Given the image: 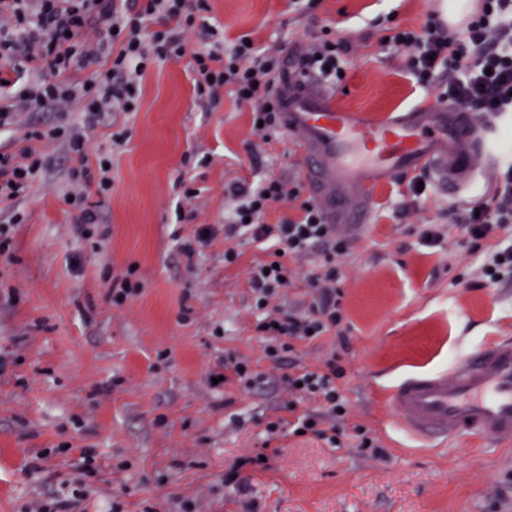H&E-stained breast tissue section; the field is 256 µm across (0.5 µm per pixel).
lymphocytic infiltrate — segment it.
Returning a JSON list of instances; mask_svg holds the SVG:
<instances>
[{
  "label": "lymphocytic infiltrate",
  "instance_id": "obj_1",
  "mask_svg": "<svg viewBox=\"0 0 512 512\" xmlns=\"http://www.w3.org/2000/svg\"><path fill=\"white\" fill-rule=\"evenodd\" d=\"M207 9L206 0H0V82L13 81L28 64L38 73L33 82L12 92L11 104L0 105V130L19 125L27 112L78 109L85 129L72 131L66 148L79 163L73 183L89 181L86 130L106 113L137 109L138 82L148 67L188 56L199 94L228 89L237 104L251 107L255 134L267 143L276 140L284 130L281 56L248 44L243 36L229 48L217 40L209 48L195 49L189 33ZM154 20L159 23L155 29L150 26ZM93 21L109 28L90 47L81 36ZM388 41L409 53V69L418 82L438 87L439 101L485 120L512 112V0H481L458 30L431 15L420 29L395 28ZM345 49L344 41L322 36L300 57L302 75L339 83ZM94 62L99 68L89 83H75L73 73ZM59 137L54 128H30L13 140L11 149L0 152L1 204L25 193L45 164L47 148ZM224 196L234 203L225 237L246 236L267 253L249 272L254 305L267 307L255 325L267 341V357L282 363L293 357L297 343L329 334L345 345L339 297L350 240L325 223L315 202L304 197L302 183L272 175L254 188L233 179L225 183ZM281 202L292 203L296 217L267 223L268 211ZM452 219L475 244L512 224V162L488 198L477 208L454 212ZM310 258L313 269L301 274L298 262ZM300 278L309 289V307L277 306L284 290ZM343 373L332 355L321 366L297 367L281 375L289 415L267 422L266 440L246 459L254 471L266 469L273 441L287 431L311 435L332 447L340 444L348 408L337 384Z\"/></svg>",
  "mask_w": 512,
  "mask_h": 512
}]
</instances>
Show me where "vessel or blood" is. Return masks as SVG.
<instances>
[{
  "label": "vessel or blood",
  "instance_id": "vessel-or-blood-1",
  "mask_svg": "<svg viewBox=\"0 0 512 512\" xmlns=\"http://www.w3.org/2000/svg\"><path fill=\"white\" fill-rule=\"evenodd\" d=\"M283 120L305 156V177L327 223L362 232L377 186L425 169L449 192L477 176L490 156L488 129L475 115L439 104L376 119L336 105L296 72L285 75ZM389 415L414 439L443 446L458 438L512 446V337L500 336L449 371L391 386Z\"/></svg>",
  "mask_w": 512,
  "mask_h": 512
}]
</instances>
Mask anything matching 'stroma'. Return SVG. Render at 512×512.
I'll return each mask as SVG.
<instances>
[{
  "label": "stroma",
  "mask_w": 512,
  "mask_h": 512,
  "mask_svg": "<svg viewBox=\"0 0 512 512\" xmlns=\"http://www.w3.org/2000/svg\"><path fill=\"white\" fill-rule=\"evenodd\" d=\"M441 2L318 0L298 14L288 0H208L205 20L225 41L247 34L286 57L331 30L349 43L337 105L385 114L436 102V89L409 73L407 52L384 38L395 25L419 28ZM89 136V168L106 157L112 176L110 193L86 198L98 213L89 234L75 230V162L59 143L25 195L0 209L9 243L0 256V512L75 495L83 512H111L116 501L123 512H512V448L426 447L384 409L399 380L451 369L487 339L512 336V277L469 287L491 245L473 246L448 221L492 190L504 153L454 197L428 175L417 200L410 178L380 186L344 266L346 348L330 336L298 346L306 367L338 350L347 423L380 452L354 438L331 448L289 435L264 472L246 467L228 484L266 422L287 411L282 370L266 358L250 308L248 270L262 253L241 243L238 262L224 263V183L302 179V154L286 133L262 143L227 90L199 95L187 57L149 67L137 112L105 116ZM427 224L442 245L421 241ZM124 276L140 290L116 307L108 285ZM231 355L265 383L212 385ZM85 450L95 456L89 473L75 468Z\"/></svg>",
  "instance_id": "35a3bbf8"
}]
</instances>
